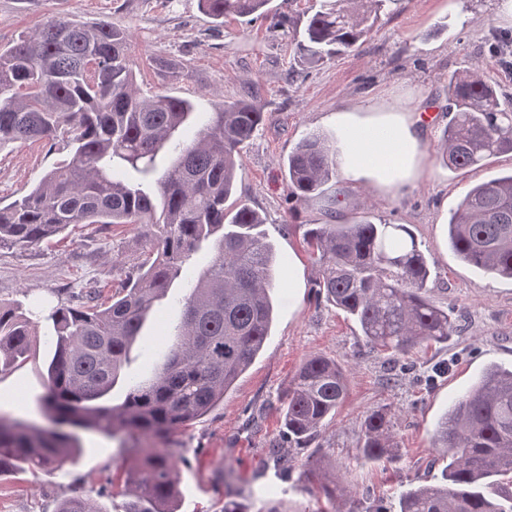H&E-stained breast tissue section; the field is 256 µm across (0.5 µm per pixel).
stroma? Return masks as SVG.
I'll return each mask as SVG.
<instances>
[{
    "mask_svg": "<svg viewBox=\"0 0 512 512\" xmlns=\"http://www.w3.org/2000/svg\"><path fill=\"white\" fill-rule=\"evenodd\" d=\"M497 6L498 0H403L400 12L379 19L361 53L313 63L268 20L219 24L198 0H0L2 49L58 14L106 18L129 34L128 59L142 95L164 91L211 112L247 97L250 82L262 87L266 121L242 150L236 199L266 219L261 230L278 262L276 320L263 353L223 401L170 436L180 450L178 512H222L228 484L251 512H332L319 487L338 483L351 490L349 512H393L401 491L440 477L441 454L432 440L451 400L487 364L512 365V281L459 261L445 247L441 223L444 206H456L471 186L512 171V154L456 170L437 151L448 124V77L466 61H479L498 91L512 96V67L492 54L498 40L512 39ZM160 59L181 64L179 75H160ZM347 106L433 111L434 123L419 126L424 173L391 195L339 178L322 196L290 200L282 160L306 135L333 136L327 118ZM68 157V149L43 141L0 146V203L20 198ZM333 215L404 224L415 233L432 263V300L455 311L457 332L447 343L393 359L367 346L355 322L318 294V266L304 232ZM147 252L141 225H71L47 243L0 250V301L27 306L55 290L94 285L108 297L137 276ZM213 257L211 244H203L156 303L124 368L126 378L150 376L165 362L171 346L166 328L179 318L187 281ZM51 329L41 322L35 357L0 375V411L44 423L40 398ZM311 354L344 362L348 395L321 433L299 448L283 428L281 399ZM375 409L392 417L397 442L392 459L380 463L364 461L358 448L364 420ZM78 437L84 453L76 464L1 476L0 512H54L75 490L95 491L109 512H122L124 498L113 491L112 477L133 465L120 449L134 447V440L92 430ZM274 445L294 458L293 470L268 456Z\"/></svg>",
    "mask_w": 512,
    "mask_h": 512,
    "instance_id": "1",
    "label": "stroma"
}]
</instances>
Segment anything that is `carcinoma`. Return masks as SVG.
<instances>
[{"mask_svg": "<svg viewBox=\"0 0 512 512\" xmlns=\"http://www.w3.org/2000/svg\"><path fill=\"white\" fill-rule=\"evenodd\" d=\"M200 2L217 23L271 19L312 61L362 51L381 15L401 7V0H322L297 30L289 16L271 12L272 0ZM128 40L109 21L63 15L0 51V145L70 147L66 163L0 205V249L38 245L72 224H141L149 242L139 275L109 301L96 288L57 293L41 399L54 427L0 414V475L75 462L78 437L63 426L168 439L224 400L270 336L273 246L258 231L265 218L232 200L241 147L265 121L260 87L195 118L187 99L140 94ZM448 115L440 144L446 166L464 169L512 152V97L498 96L480 64L448 76ZM282 166L291 198L321 195L336 175V142L309 134ZM304 240L317 256L319 291L359 325L371 348L405 357L455 332L452 314L430 299L431 265L406 225L334 217L311 225ZM205 242L215 255L188 282L165 363L130 383L121 404H102L154 304ZM448 242L467 265L512 280V172L466 192L451 211ZM37 336L31 319L0 304V374L29 360ZM347 394L344 364L307 356L283 397L288 438L311 440ZM394 447L391 418L371 411L361 458L379 462ZM434 447L448 458L441 480L401 492L396 512H512V367L483 368L449 404ZM136 459L125 471L123 512H176V449L140 448ZM55 512L109 510L80 493Z\"/></svg>", "mask_w": 512, "mask_h": 512, "instance_id": "1", "label": "carcinoma"}]
</instances>
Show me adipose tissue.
<instances>
[{"label":"adipose tissue","mask_w":512,"mask_h":512,"mask_svg":"<svg viewBox=\"0 0 512 512\" xmlns=\"http://www.w3.org/2000/svg\"><path fill=\"white\" fill-rule=\"evenodd\" d=\"M330 120L341 139L339 169L348 184L391 193L417 182L424 154L412 113L345 108Z\"/></svg>","instance_id":"1"}]
</instances>
